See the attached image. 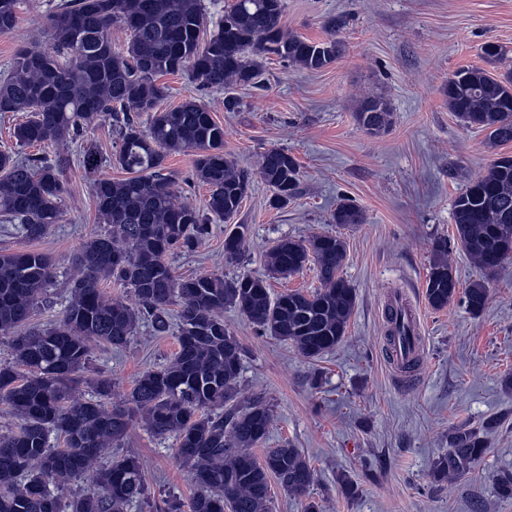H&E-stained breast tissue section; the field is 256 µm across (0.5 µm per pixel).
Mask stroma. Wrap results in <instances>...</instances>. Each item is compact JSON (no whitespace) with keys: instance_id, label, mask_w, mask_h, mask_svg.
<instances>
[{"instance_id":"stroma-1","label":"stroma","mask_w":512,"mask_h":512,"mask_svg":"<svg viewBox=\"0 0 512 512\" xmlns=\"http://www.w3.org/2000/svg\"><path fill=\"white\" fill-rule=\"evenodd\" d=\"M61 0H21L18 21L0 33V78L21 51L49 50L48 18ZM285 30L312 39L326 36L328 19L341 20V57L310 71L267 56L257 86L234 88L238 111L224 109L225 92L204 88L181 74L162 77L161 105L188 98L210 105L224 128V152L245 169H255L270 148L288 152L300 168L297 197L283 209L269 202L271 191L254 179L237 223L248 228L241 255L224 254L226 226L216 220L196 252L167 256L176 275L214 273L225 278L267 273L266 255L285 237L307 240L342 233L348 247L344 277L358 305L342 341L317 360L294 345L259 333L247 318L225 308L224 324L244 349L238 398L262 397L273 429L256 457L290 444L310 463L315 482L307 498L271 487L270 512H303L312 499L323 512H512V498L498 496L500 478L512 474V259L488 280L489 299L481 314L464 302L442 310L425 299V280L435 240L448 241L461 286L483 278L457 241L453 201L463 184L485 172L497 152L512 155V142L495 149L484 130L465 126L448 109L444 94L450 74L480 67L495 76L512 70V0H282ZM506 57L483 56L487 44ZM382 97L392 125L372 136L356 123L358 99ZM22 112L0 114V152L23 160L68 155L63 217L40 240L28 241L20 224L0 217V251L34 249L55 263L53 303L38 309L31 326L60 319L71 281L80 271L74 253L103 229L92 192V174L80 162L83 141L96 144L102 175L126 173L114 162L118 138L110 121L90 126L83 139L59 148L18 146L14 126ZM193 151L166 159L177 175L181 197L204 208L208 186L194 177ZM364 213V223L342 230L331 218L343 201ZM412 304L419 315L418 369L404 373L386 351L385 306L393 298ZM178 348L174 335L157 336L140 322L121 347L95 349L85 372L112 380V399L122 401L143 372L168 363ZM498 425L484 431L488 419ZM483 430L488 451L463 477L434 482L433 462L448 449L456 427ZM174 437L152 435L135 423L113 448L144 465L147 496L128 512H168L169 499L190 504L196 488L175 459ZM349 478L356 497L345 498L340 481Z\"/></svg>"}]
</instances>
